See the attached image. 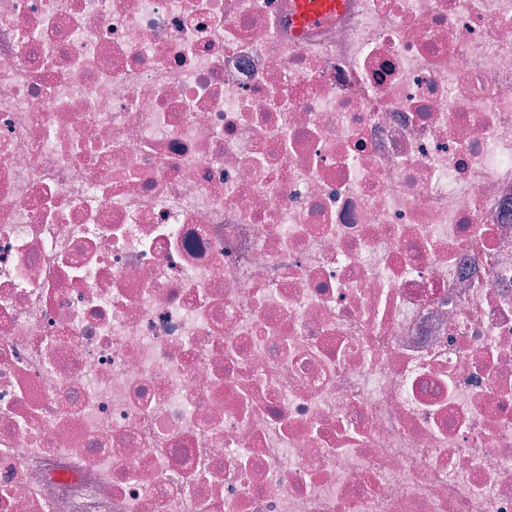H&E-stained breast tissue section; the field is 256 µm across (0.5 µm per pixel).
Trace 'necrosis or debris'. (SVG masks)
<instances>
[{
    "mask_svg": "<svg viewBox=\"0 0 512 512\" xmlns=\"http://www.w3.org/2000/svg\"><path fill=\"white\" fill-rule=\"evenodd\" d=\"M0 0V512H512V0ZM344 6L343 0H295L291 24L298 31L335 17Z\"/></svg>",
    "mask_w": 512,
    "mask_h": 512,
    "instance_id": "1",
    "label": "necrosis or debris"
}]
</instances>
